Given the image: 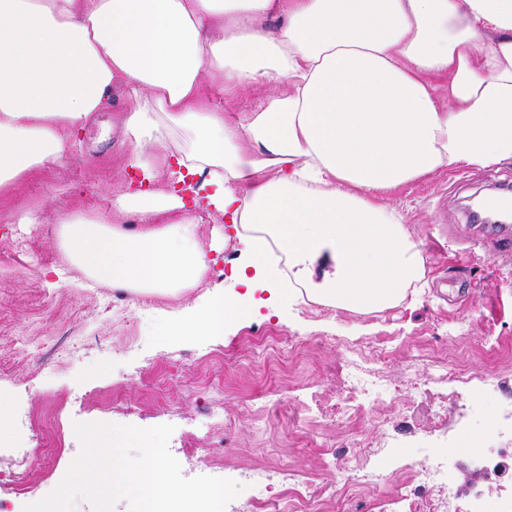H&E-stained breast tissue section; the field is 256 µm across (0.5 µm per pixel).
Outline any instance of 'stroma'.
Instances as JSON below:
<instances>
[{"mask_svg":"<svg viewBox=\"0 0 512 512\" xmlns=\"http://www.w3.org/2000/svg\"><path fill=\"white\" fill-rule=\"evenodd\" d=\"M123 151L113 105L96 113L61 159L0 193V400L15 414L0 429L1 478L15 473L19 451H27L35 468L25 480L38 497L48 496L81 451L76 423L98 422L174 425L169 450L188 478L227 462H257L269 472L291 470L329 497L344 483L338 466L351 454V434H386L405 453L382 461L384 488L352 487L365 512H376L409 468L434 453L453 456L459 483L475 458L506 464L501 476L477 477L464 501L512 489V434L486 437L474 457L429 420L448 404L493 410L512 402V265L495 258L512 245L472 249L478 228L465 209L469 198L512 185V162L453 166L384 198L420 243L425 266L420 287L394 307L365 314L261 293L250 316L223 334L160 336L158 325L231 285L225 272L238 240L215 218L203 217L198 228L215 246L211 274L186 297L156 296L144 307L134 294L117 307L113 288L88 286L79 268L56 284L44 274L61 260L54 243L59 210L107 212L118 184L132 181ZM32 208L40 209L41 223H17ZM463 276L472 288L459 296ZM258 336L270 342L255 357ZM354 364L399 392L393 402L363 399L357 418L340 423L330 406ZM208 408L226 423L219 434L224 453L212 460L201 442ZM328 444L336 448L333 468Z\"/></svg>","mask_w":512,"mask_h":512,"instance_id":"obj_1","label":"stroma"}]
</instances>
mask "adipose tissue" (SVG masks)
I'll list each match as a JSON object with an SVG mask.
<instances>
[{"label":"adipose tissue","instance_id":"adipose-tissue-1","mask_svg":"<svg viewBox=\"0 0 512 512\" xmlns=\"http://www.w3.org/2000/svg\"><path fill=\"white\" fill-rule=\"evenodd\" d=\"M216 83L261 103L224 113ZM116 91L123 164L148 186L117 189L108 215L62 213L70 264L140 296L199 287L207 244L179 192L193 177L195 207L238 228L237 290L158 335L245 319L255 291L274 288L272 244L331 261L289 299L380 312L424 276L382 195L512 161V0H0V189L61 158Z\"/></svg>","mask_w":512,"mask_h":512}]
</instances>
